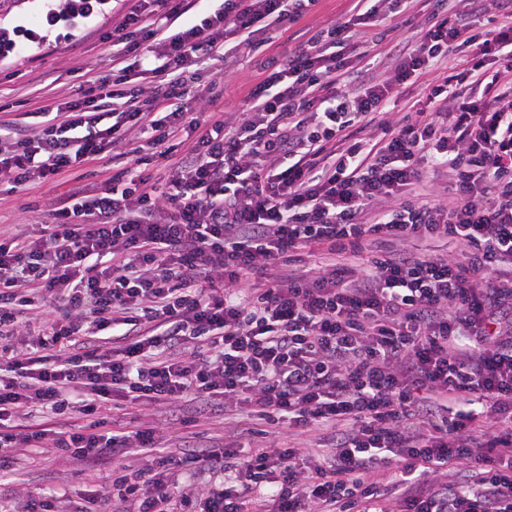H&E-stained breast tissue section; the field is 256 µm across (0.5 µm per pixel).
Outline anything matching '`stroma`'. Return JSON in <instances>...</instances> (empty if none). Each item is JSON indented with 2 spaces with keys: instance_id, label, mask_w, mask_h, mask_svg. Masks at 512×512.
<instances>
[{
  "instance_id": "stroma-1",
  "label": "stroma",
  "mask_w": 512,
  "mask_h": 512,
  "mask_svg": "<svg viewBox=\"0 0 512 512\" xmlns=\"http://www.w3.org/2000/svg\"><path fill=\"white\" fill-rule=\"evenodd\" d=\"M290 43L286 32L277 28L259 32L252 45L239 47L238 73L231 78L221 74L222 64L215 61L210 71L199 73L191 82L192 91L209 100L210 111L237 118L251 87L265 76L269 61L281 58ZM112 73V49L101 44L94 29L79 36L76 49L48 46L34 52L24 64L0 62V116L15 122L19 133L32 135L40 128L39 108L48 102L69 101L80 82ZM70 184L33 185L27 189H10L0 185V236L8 238L37 232L34 210L45 209L47 202L62 197ZM114 428L130 422L160 425L169 434L179 436L183 449L208 446L221 449L226 430L223 413L202 418L192 431H183L178 423V410L166 406L140 407L112 401L104 408ZM13 478L0 481V512H18L26 493L56 486L66 491L67 501L76 503L86 495L112 487V467L89 469L69 460L59 461L54 448L46 446L19 450Z\"/></svg>"
}]
</instances>
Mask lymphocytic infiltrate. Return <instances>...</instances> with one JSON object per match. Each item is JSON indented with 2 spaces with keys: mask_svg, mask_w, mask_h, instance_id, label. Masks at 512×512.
Masks as SVG:
<instances>
[{
  "mask_svg": "<svg viewBox=\"0 0 512 512\" xmlns=\"http://www.w3.org/2000/svg\"><path fill=\"white\" fill-rule=\"evenodd\" d=\"M205 2L129 0L100 31L157 77L154 94L116 67L44 106L37 137L0 123V182L16 188L71 176L133 131L168 162L164 179L138 157L108 184L75 182L37 235L0 241V336L28 338L0 349V473L50 439L91 467L147 460L79 512H512V100L497 88L512 22L481 29L487 0L466 14L432 0L418 39L367 58L363 38L417 0H354L326 33H296L240 118L160 111L188 95L185 73L218 60L233 76L234 46L318 0ZM108 4L46 0L0 27V61L76 48ZM462 46L428 110L368 138L396 86ZM469 79L484 103L458 92ZM437 238L457 253L427 249ZM117 398L190 401L185 426L220 409L236 422L223 451L176 455L156 428H110ZM25 409L84 423L29 428ZM283 424L318 447L251 446ZM183 471L215 481L177 501Z\"/></svg>",
  "mask_w": 512,
  "mask_h": 512,
  "instance_id": "1",
  "label": "lymphocytic infiltrate"
}]
</instances>
